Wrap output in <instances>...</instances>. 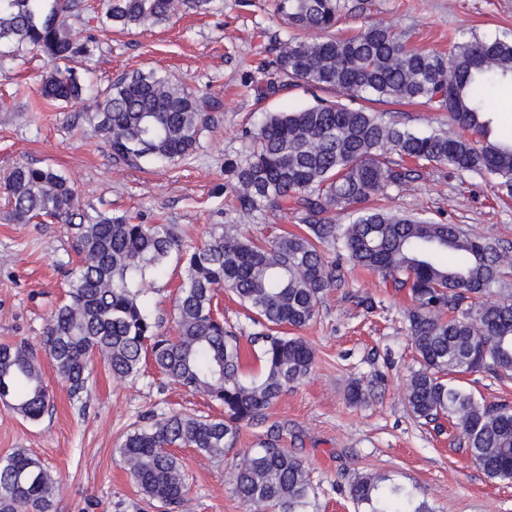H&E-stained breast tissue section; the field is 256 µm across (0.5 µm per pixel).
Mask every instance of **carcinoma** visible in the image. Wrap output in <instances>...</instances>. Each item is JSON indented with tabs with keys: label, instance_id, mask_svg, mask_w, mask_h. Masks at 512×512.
<instances>
[{
	"label": "carcinoma",
	"instance_id": "cac0c4a2",
	"mask_svg": "<svg viewBox=\"0 0 512 512\" xmlns=\"http://www.w3.org/2000/svg\"><path fill=\"white\" fill-rule=\"evenodd\" d=\"M211 0H103L102 25L129 31L173 16L207 9ZM82 0H0V56L25 47L69 60L92 52L70 33L68 19ZM341 0H277L288 28L310 34L279 43L276 69L290 83L333 88L351 98L434 104L457 128L416 134L378 112L336 102L266 115L243 159L228 165L241 210L284 209L303 214L305 229L270 241L247 237L226 224L210 238L183 248L173 224H137L127 216L77 212V191L51 168L16 165L4 182L18 223L69 225L80 264L68 300L48 321L40 346L71 395L84 391L96 360L112 376L135 380L144 364L224 408L210 418L173 412L127 434L120 460L141 493L182 512L187 487L175 448H194L221 459L236 443L240 424L260 420L291 386L307 377L314 351L301 336L336 268L323 248L339 247L356 266L379 272L409 290L406 319L420 369L411 376L407 403L426 422L457 421L463 444L490 478L512 481V406L485 405L450 376L475 371L512 372V295L494 290L512 256L456 224L423 216L366 211L358 205L407 183L426 165L474 172L512 196V135H492L485 97L512 86V38L472 35L453 42L448 54L420 51L388 28L372 24L344 38L336 27ZM53 104H83L88 89L70 69L50 72L40 88ZM84 118L110 147L112 159L137 166L164 164L189 155L210 121L203 101L155 71L125 74L96 95ZM397 155L394 161L391 155ZM351 209L348 224L326 214ZM462 258L448 265L442 257ZM186 279L175 301L176 334L159 332L140 299L147 277L172 255ZM231 291L262 331V373L240 374L238 336L224 327L215 298ZM49 385L33 348L0 345V403L29 421L48 412ZM232 484L246 506L308 512L313 491L302 460L280 444V432L235 465ZM59 482L42 461L24 451L0 459V512H56ZM367 512H433L417 489L384 484L359 474L349 484Z\"/></svg>",
	"mask_w": 512,
	"mask_h": 512
}]
</instances>
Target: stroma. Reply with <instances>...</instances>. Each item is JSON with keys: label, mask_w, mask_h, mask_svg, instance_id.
<instances>
[{"label": "stroma", "mask_w": 512, "mask_h": 512, "mask_svg": "<svg viewBox=\"0 0 512 512\" xmlns=\"http://www.w3.org/2000/svg\"><path fill=\"white\" fill-rule=\"evenodd\" d=\"M334 30L346 36L372 24L400 35L412 48L447 51L461 34L495 37L512 33V0H342ZM277 0H212L209 9L180 14L169 23L125 33L102 29L100 0H85L70 17L73 33L91 38L90 55L67 61L90 93L135 71L171 76L211 106L208 127L195 150L166 167L115 163L76 106L43 104L39 88L52 69L36 51L0 61V93L22 89L14 109H0V181L18 163L50 167L74 184L79 212L126 215L144 224L175 225L185 245L205 240L219 225H239L265 238L302 228L299 212L261 209L244 214L227 163L241 159L250 133L266 113L304 109L338 100L333 90L284 84L273 61L287 28ZM276 92H269V85ZM381 112L422 134L452 132L445 111L424 104H384ZM364 209L422 213L458 224L512 251V197L472 172L421 169L418 178L387 195L372 196ZM0 193V344H38L51 312L65 299L67 272L77 256L63 224H19ZM338 282L327 290L303 338L314 350L311 373L274 402L262 421L241 424L238 441L216 460L192 448L176 449L185 474L184 512H246L230 473L241 455L259 447L271 427L308 467L314 493L309 512H365L348 495L359 474H377L417 488L434 512H512V482L489 478L459 441L452 422L434 428L411 413L406 392L420 364L409 340L408 290L352 265L336 249ZM184 279L182 262L170 258L151 276L143 303L165 332H173L174 297ZM373 301L366 310L365 301ZM224 325L241 339L242 373H261L258 346L248 337L250 313L231 292L219 295ZM41 365L53 392L37 422L0 404V458L23 449L39 457L58 480L57 512H163L147 501L120 461L126 434L145 417L182 410L218 417L207 396L192 393L146 367L136 381L112 377L95 361L87 392L71 397L49 360ZM458 384L486 403L512 404V375L461 374ZM360 385L365 400L350 399Z\"/></svg>", "instance_id": "obj_1"}]
</instances>
